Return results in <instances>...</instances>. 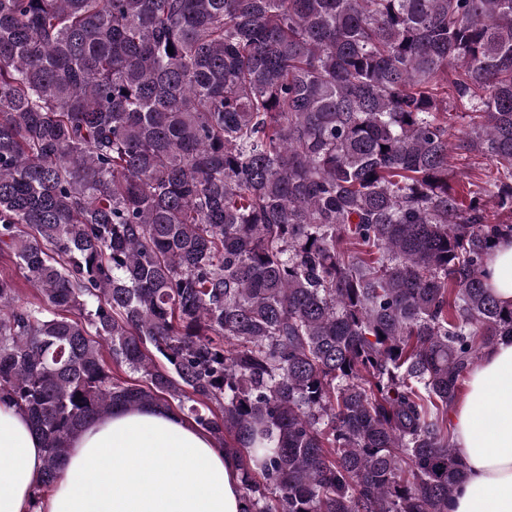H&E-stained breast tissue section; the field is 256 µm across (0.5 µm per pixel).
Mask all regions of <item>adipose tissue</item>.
Returning <instances> with one entry per match:
<instances>
[{
	"label": "adipose tissue",
	"mask_w": 512,
	"mask_h": 512,
	"mask_svg": "<svg viewBox=\"0 0 512 512\" xmlns=\"http://www.w3.org/2000/svg\"><path fill=\"white\" fill-rule=\"evenodd\" d=\"M491 293L512 303V240L488 264ZM448 412L466 477L448 512H512V337L470 367ZM44 453L23 411L0 403V512H242L235 459L174 411L116 409L72 441L52 491L34 500Z\"/></svg>",
	"instance_id": "obj_1"
}]
</instances>
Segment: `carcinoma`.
<instances>
[{
  "mask_svg": "<svg viewBox=\"0 0 512 512\" xmlns=\"http://www.w3.org/2000/svg\"><path fill=\"white\" fill-rule=\"evenodd\" d=\"M507 237L512 0H0V255L38 291L0 273V394L37 499L85 424L155 406L237 459L242 512H448Z\"/></svg>",
  "mask_w": 512,
  "mask_h": 512,
  "instance_id": "carcinoma-1",
  "label": "carcinoma"
}]
</instances>
